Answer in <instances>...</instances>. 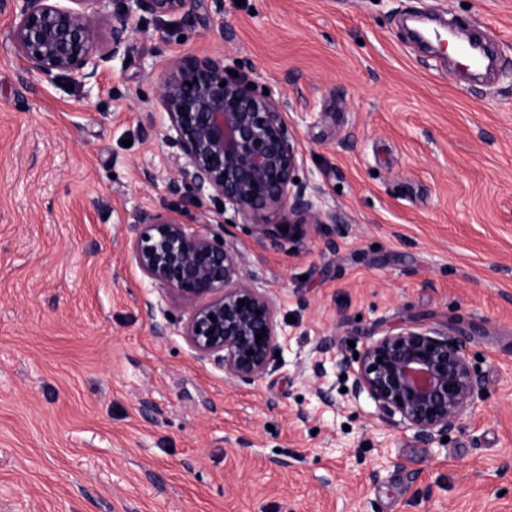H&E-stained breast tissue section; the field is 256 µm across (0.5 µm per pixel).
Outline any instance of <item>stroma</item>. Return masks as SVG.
<instances>
[{"label": "stroma", "mask_w": 512, "mask_h": 512, "mask_svg": "<svg viewBox=\"0 0 512 512\" xmlns=\"http://www.w3.org/2000/svg\"><path fill=\"white\" fill-rule=\"evenodd\" d=\"M425 15L492 40L467 84L413 42ZM147 15L84 85L27 74L0 8V512H512V0H224ZM223 56L283 95L335 223L308 246L227 244L277 309L263 378L199 359L128 243L173 194L158 77ZM156 175L144 182L143 171ZM425 324L471 341L480 409L428 442L351 399L336 361Z\"/></svg>", "instance_id": "stroma-1"}]
</instances>
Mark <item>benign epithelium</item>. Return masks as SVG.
Returning <instances> with one entry per match:
<instances>
[{"mask_svg":"<svg viewBox=\"0 0 512 512\" xmlns=\"http://www.w3.org/2000/svg\"><path fill=\"white\" fill-rule=\"evenodd\" d=\"M68 2L11 0L10 39L27 73L85 84L126 54L142 14L196 17L202 0H123L111 15L106 0ZM156 102L163 115L159 135L176 149L177 176L168 189L191 186L202 228H190L176 212H145L130 242L131 260L187 312L182 336L197 357L214 361L230 378L259 379L271 371L279 348L276 307L247 280L239 250L207 227L208 203L231 208L261 243L291 238L303 249L305 237L293 235L301 224L324 223L313 201L321 189L299 179L304 155L284 102L257 90L247 74L228 73L224 57L168 58ZM469 352L459 334L404 326L370 340L358 358L340 359L336 367L350 380L351 398L371 399L382 423L404 425L430 442L479 407Z\"/></svg>","mask_w":512,"mask_h":512,"instance_id":"benign-epithelium-1","label":"benign epithelium"}]
</instances>
